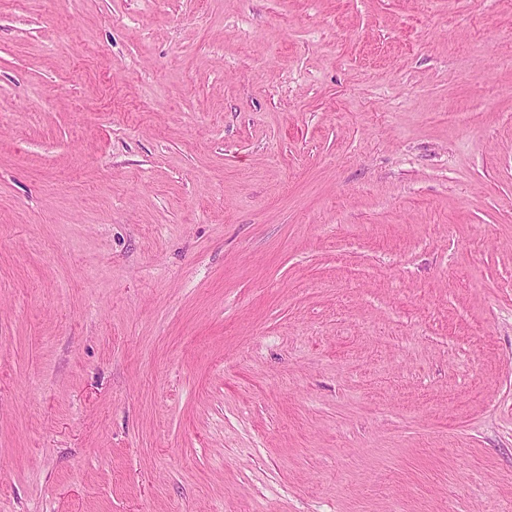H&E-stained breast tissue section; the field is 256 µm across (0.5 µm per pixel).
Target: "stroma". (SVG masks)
I'll use <instances>...</instances> for the list:
<instances>
[{"label": "stroma", "instance_id": "35a3bbf8", "mask_svg": "<svg viewBox=\"0 0 512 512\" xmlns=\"http://www.w3.org/2000/svg\"><path fill=\"white\" fill-rule=\"evenodd\" d=\"M0 512H512V0H0Z\"/></svg>", "mask_w": 512, "mask_h": 512}]
</instances>
